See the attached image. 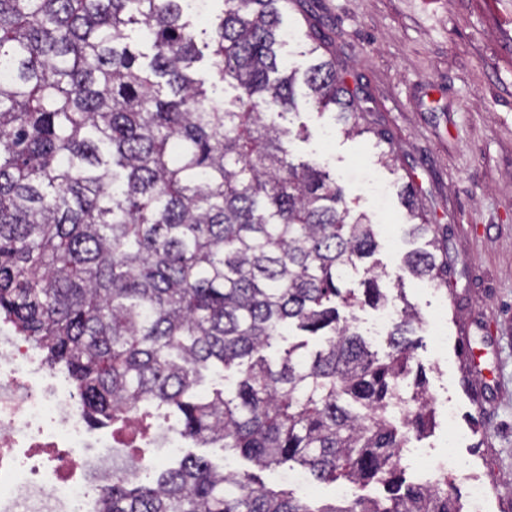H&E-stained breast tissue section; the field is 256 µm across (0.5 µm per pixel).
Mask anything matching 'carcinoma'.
Instances as JSON below:
<instances>
[{
	"mask_svg": "<svg viewBox=\"0 0 512 512\" xmlns=\"http://www.w3.org/2000/svg\"><path fill=\"white\" fill-rule=\"evenodd\" d=\"M210 67L236 82L235 108L212 98L183 20L189 0H0V321L67 371L87 417L172 412L186 439L219 443L259 470L294 463L319 481L381 482L391 506L358 496L314 511L291 490L188 454L149 480L112 475L101 512H462L444 482L402 489L397 452L429 425L420 384L409 412L391 407L412 373L400 311L381 359L340 316L359 304L340 282L377 248L374 224L316 164L294 163L297 72L278 57L288 0H224ZM151 42L143 65L131 32ZM303 82L360 132L361 106L306 34ZM412 276L448 277L434 225L403 189ZM323 337L262 352L285 326ZM239 367L230 387L193 395L201 371Z\"/></svg>",
	"mask_w": 512,
	"mask_h": 512,
	"instance_id": "carcinoma-1",
	"label": "carcinoma"
}]
</instances>
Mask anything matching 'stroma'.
<instances>
[{"instance_id": "35a3bbf8", "label": "stroma", "mask_w": 512, "mask_h": 512, "mask_svg": "<svg viewBox=\"0 0 512 512\" xmlns=\"http://www.w3.org/2000/svg\"><path fill=\"white\" fill-rule=\"evenodd\" d=\"M283 25L316 27L369 110L368 133L346 134L332 112L309 109L301 84L281 121L297 133L294 160L328 166L378 228L377 251L345 286L362 294L379 274L389 305L419 312L410 338L427 395L455 410L423 442L460 433L459 457L494 489L492 512H512V0H288ZM387 148L391 169L378 162ZM409 182L448 252L447 282L400 269Z\"/></svg>"}]
</instances>
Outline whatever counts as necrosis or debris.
Masks as SVG:
<instances>
[{
	"instance_id": "necrosis-or-debris-1",
	"label": "necrosis or debris",
	"mask_w": 512,
	"mask_h": 512,
	"mask_svg": "<svg viewBox=\"0 0 512 512\" xmlns=\"http://www.w3.org/2000/svg\"><path fill=\"white\" fill-rule=\"evenodd\" d=\"M112 445L91 433L68 383L49 377L26 337L0 347V512H99L89 449ZM456 460L449 479L464 487L470 512H487L488 486L474 464Z\"/></svg>"
}]
</instances>
